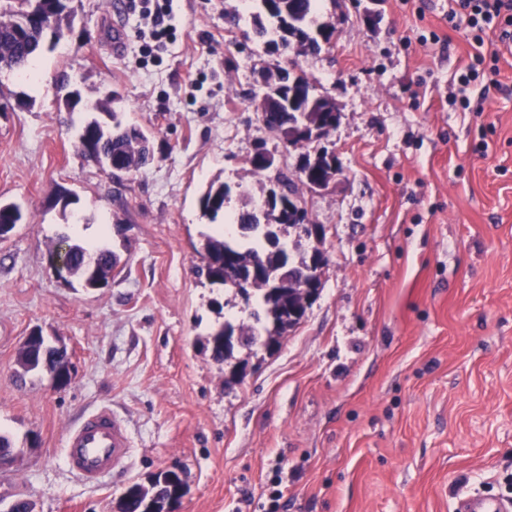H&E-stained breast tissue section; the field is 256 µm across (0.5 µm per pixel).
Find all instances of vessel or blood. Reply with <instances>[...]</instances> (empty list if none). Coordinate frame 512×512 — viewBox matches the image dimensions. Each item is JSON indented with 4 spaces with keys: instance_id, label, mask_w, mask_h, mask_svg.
<instances>
[{
    "instance_id": "1",
    "label": "vessel or blood",
    "mask_w": 512,
    "mask_h": 512,
    "mask_svg": "<svg viewBox=\"0 0 512 512\" xmlns=\"http://www.w3.org/2000/svg\"><path fill=\"white\" fill-rule=\"evenodd\" d=\"M132 439L126 425L113 413L99 409L72 424L63 442L67 467L83 481L96 484L126 465ZM455 512H512V500L496 495L465 496Z\"/></svg>"
}]
</instances>
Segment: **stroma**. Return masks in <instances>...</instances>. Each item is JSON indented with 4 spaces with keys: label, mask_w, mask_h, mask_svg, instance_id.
<instances>
[{
    "label": "stroma",
    "mask_w": 512,
    "mask_h": 512,
    "mask_svg": "<svg viewBox=\"0 0 512 512\" xmlns=\"http://www.w3.org/2000/svg\"><path fill=\"white\" fill-rule=\"evenodd\" d=\"M71 30L40 58V86L0 69V202L23 222L0 241V433L22 456L0 494L35 512H117L120 493L179 465L177 512H454L460 495L512 498V49L454 28L453 0H319L329 45L297 61L340 121L336 181L303 191L321 238L283 241L327 259L317 300L274 352L208 341L253 324L255 300L196 272L215 224L199 197L265 174L264 145L296 176L302 151L268 132L256 71L284 52L256 41L249 0H174L176 38L150 50L136 0L112 41V0H74ZM471 74L462 84V74ZM111 99L153 133L155 159L108 176L78 149L91 113L65 89ZM69 192L77 201L62 206ZM112 251L107 287L58 279V235ZM41 329L75 376L20 374ZM134 448L98 487L65 465L68 427L98 408Z\"/></svg>",
    "instance_id": "1"
}]
</instances>
